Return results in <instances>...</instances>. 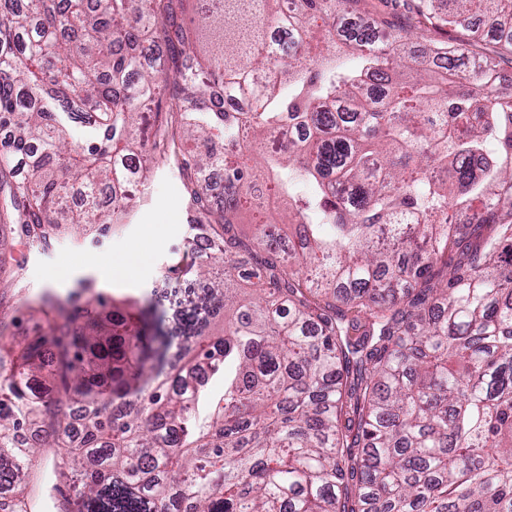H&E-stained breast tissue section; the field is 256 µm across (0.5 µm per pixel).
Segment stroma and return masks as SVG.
I'll list each match as a JSON object with an SVG mask.
<instances>
[{"mask_svg": "<svg viewBox=\"0 0 512 512\" xmlns=\"http://www.w3.org/2000/svg\"><path fill=\"white\" fill-rule=\"evenodd\" d=\"M142 157L149 172L140 189V200L124 223L114 225L110 235L99 236L93 229L54 230L50 246L36 250L23 241H11L1 260L7 266L24 268L21 287L8 289L5 311L18 316L19 336L32 335L37 322L26 312L32 297L50 288L67 295L80 282H94L97 289L117 299H135L156 304L163 314V331L188 336L191 330L180 306L196 298L195 279L167 274L184 240L190 234L186 219V192L182 181L167 162L156 157L150 145H143ZM109 262L120 267L134 263L136 274L126 280L104 279L99 264Z\"/></svg>", "mask_w": 512, "mask_h": 512, "instance_id": "1", "label": "stroma"}]
</instances>
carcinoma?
<instances>
[{"label":"carcinoma","instance_id":"1","mask_svg":"<svg viewBox=\"0 0 512 512\" xmlns=\"http://www.w3.org/2000/svg\"><path fill=\"white\" fill-rule=\"evenodd\" d=\"M359 2L0 0L11 234L42 249L52 224L108 234L136 200L115 186L146 180L128 161L163 81L154 152L167 158L172 129L229 143L249 127L298 243L292 264L277 222L239 232L246 161L181 154L192 235L169 272L224 265L192 312L200 335L224 314V335L155 349L147 319L112 332L116 303L88 284L29 301L46 327L22 343L1 318L0 512L35 506L39 452L55 458V512H512V85L470 48L478 13L512 49V0H448L444 14L414 0L444 63L406 56L411 83L383 54L411 31L384 33ZM269 36L272 67L256 51ZM257 73L251 111L210 106L213 87ZM454 209L470 213L467 241ZM242 265L257 279L245 294L229 287Z\"/></svg>","mask_w":512,"mask_h":512}]
</instances>
